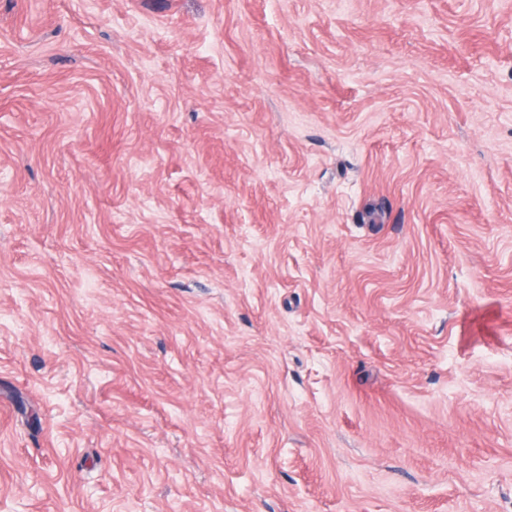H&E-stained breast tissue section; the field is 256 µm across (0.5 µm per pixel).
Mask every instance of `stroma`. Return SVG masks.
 I'll return each mask as SVG.
<instances>
[{"label": "stroma", "instance_id": "1", "mask_svg": "<svg viewBox=\"0 0 512 512\" xmlns=\"http://www.w3.org/2000/svg\"><path fill=\"white\" fill-rule=\"evenodd\" d=\"M0 512H512V0H0Z\"/></svg>", "mask_w": 512, "mask_h": 512}]
</instances>
